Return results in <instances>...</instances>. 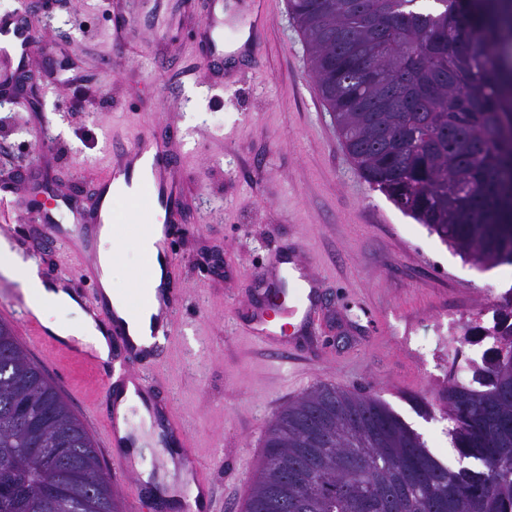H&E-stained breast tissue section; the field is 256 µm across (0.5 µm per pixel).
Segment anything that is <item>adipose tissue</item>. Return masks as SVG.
<instances>
[{
    "instance_id": "ef3b65f1",
    "label": "adipose tissue",
    "mask_w": 512,
    "mask_h": 512,
    "mask_svg": "<svg viewBox=\"0 0 512 512\" xmlns=\"http://www.w3.org/2000/svg\"><path fill=\"white\" fill-rule=\"evenodd\" d=\"M162 231V226L158 224L143 225L129 247L125 246L116 228H107L100 237L98 252L104 293L117 315L127 323L133 339L138 342H150L151 317L158 310L153 289L160 277V269L155 265V244L161 238ZM132 259L141 264L149 284L135 306L113 285L116 268ZM0 271L18 282L35 315L53 334L64 340L78 341L83 347L94 349L101 358H108L109 340L93 314L82 308L72 291L46 283L36 268L25 262L20 253L3 239H0Z\"/></svg>"
}]
</instances>
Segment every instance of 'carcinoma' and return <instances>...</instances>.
I'll return each instance as SVG.
<instances>
[{
  "instance_id": "carcinoma-1",
  "label": "carcinoma",
  "mask_w": 512,
  "mask_h": 512,
  "mask_svg": "<svg viewBox=\"0 0 512 512\" xmlns=\"http://www.w3.org/2000/svg\"><path fill=\"white\" fill-rule=\"evenodd\" d=\"M288 0L355 169L480 268L512 266V0ZM439 411L453 469L379 397L318 384L270 420L244 512H512V309ZM85 425L0 323V512H120Z\"/></svg>"
}]
</instances>
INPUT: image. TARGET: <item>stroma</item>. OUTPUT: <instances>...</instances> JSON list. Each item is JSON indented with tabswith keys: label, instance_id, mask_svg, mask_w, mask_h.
<instances>
[{
	"label": "stroma",
	"instance_id": "1",
	"mask_svg": "<svg viewBox=\"0 0 512 512\" xmlns=\"http://www.w3.org/2000/svg\"><path fill=\"white\" fill-rule=\"evenodd\" d=\"M204 2L145 0L142 23L120 53L112 44L115 0H53L32 11L36 33L68 50L84 80L47 78L51 58L33 54L29 77L44 93L33 104L21 93L0 104V176L25 159L34 176L21 183L24 198L48 185L78 194L85 177L105 170L107 140L130 142L158 122L176 128L171 150L190 210L183 232L172 235L184 301L175 337L153 364L217 512H241L268 420L320 383L378 396L457 466L447 420L422 417L415 404L437 403L436 376L471 357L468 345L454 353L449 337L488 325L512 290L360 177L287 0H268L265 56L231 69L225 91L213 88L195 32ZM8 223L13 238L48 254L46 276L76 272L65 245L34 236L23 210L10 212ZM285 247L312 256L326 301L316 330L325 355L302 376L244 335L256 271ZM14 332L111 465L105 425L93 417L98 374L57 351H35L33 328Z\"/></svg>",
	"mask_w": 512,
	"mask_h": 512
}]
</instances>
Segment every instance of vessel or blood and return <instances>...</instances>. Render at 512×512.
<instances>
[{"label":"vessel or blood","instance_id":"b4317fda","mask_svg":"<svg viewBox=\"0 0 512 512\" xmlns=\"http://www.w3.org/2000/svg\"><path fill=\"white\" fill-rule=\"evenodd\" d=\"M253 13L249 23V33L244 44L238 48L239 56H259L262 45L270 30V14L267 0H252ZM214 7L202 23L201 43L207 56L223 57L224 7L222 0H213ZM142 11V0H124V12L113 23L115 50H123L131 24L138 22ZM37 47V37L33 27L22 12H14L0 17V84L7 83L25 68ZM173 131H163L154 127L140 132L131 143H113L107 170L93 178L89 199L76 203L68 196L61 195L53 207L35 214L33 223L39 224L43 235L62 240L71 250L88 252L89 258L79 267L81 280L99 285L102 275L101 265L94 250L103 229L113 220L112 197L116 188L127 187L135 193L146 194L152 210L163 213L165 223L181 222L186 206L183 175L171 153ZM65 213L67 224H60L57 215ZM176 255L172 250L169 236H162L157 248V262L161 269V282L157 288L165 304V318L158 330L164 340H172L175 332V313L182 302V289L176 274ZM293 263L300 281L305 285L304 304L297 310H288L270 304L257 308L246 329L247 336L265 350L288 349L297 363L303 364L316 358V350L299 345L287 332H275L270 325L274 317H298L300 329L316 330L319 313L313 303L318 292L319 282L312 273L313 261L307 255H294L288 252L273 254L266 264L257 271L258 276L278 274L281 266ZM97 318L120 341L123 358L118 372L103 371L102 387L106 392L119 394L134 390L146 403L149 413L167 410L165 402L152 396L155 385L150 381L145 366L150 361V349L141 348L135 343L123 323L102 299L92 304ZM37 347H49L63 352L80 363L98 365L99 358L91 351L73 343H63L47 332H40ZM101 417L106 424V444L112 448L115 458L114 475H122L129 459L125 437L120 434L119 409L109 406L102 410Z\"/></svg>","mask_w":512,"mask_h":512}]
</instances>
